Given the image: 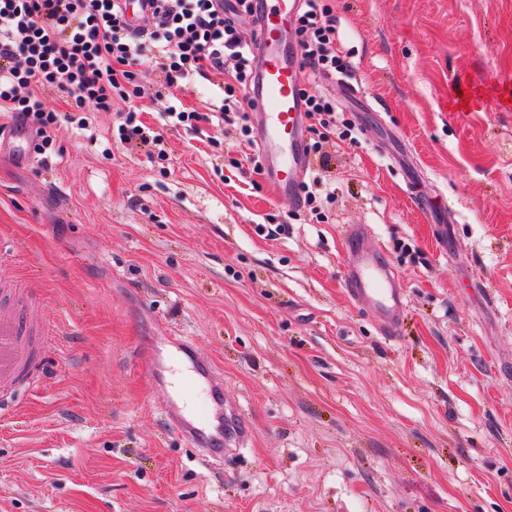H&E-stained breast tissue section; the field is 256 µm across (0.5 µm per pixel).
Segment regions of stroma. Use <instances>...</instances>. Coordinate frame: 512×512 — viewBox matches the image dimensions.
I'll return each instance as SVG.
<instances>
[{
	"label": "stroma",
	"mask_w": 512,
	"mask_h": 512,
	"mask_svg": "<svg viewBox=\"0 0 512 512\" xmlns=\"http://www.w3.org/2000/svg\"><path fill=\"white\" fill-rule=\"evenodd\" d=\"M326 2L353 72L306 88L356 130L307 172L335 197L325 222L254 185L228 129L242 165L216 178L165 114L218 111L223 90L160 95L153 60L142 108L166 171L96 109L92 131L57 125L56 153L0 151V288L23 282L48 332L0 418V512H512V0ZM350 224L404 290L396 335L344 292ZM166 333L250 428L222 459L163 414L144 357Z\"/></svg>",
	"instance_id": "obj_1"
}]
</instances>
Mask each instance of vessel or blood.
<instances>
[{
	"instance_id": "1",
	"label": "vessel or blood",
	"mask_w": 512,
	"mask_h": 512,
	"mask_svg": "<svg viewBox=\"0 0 512 512\" xmlns=\"http://www.w3.org/2000/svg\"><path fill=\"white\" fill-rule=\"evenodd\" d=\"M300 0H258L261 16L256 32L255 83L248 96L256 104L252 114L256 147L265 178L276 197L297 200L310 159L305 150L306 120L301 98L303 76L299 48L291 36L292 20ZM344 284L349 296L371 312L388 334H395L404 313L403 291L394 272L381 259L380 247L369 241L362 226L345 230ZM27 314L0 312V394L11 396L22 378L32 347ZM168 371L185 368L188 386L173 390L164 414L180 435L202 448L210 458L221 457L224 443L243 442L248 429L234 433L213 427L212 404H198L192 385L210 389L219 384L205 358L188 341L175 343Z\"/></svg>"
}]
</instances>
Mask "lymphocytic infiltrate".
I'll return each mask as SVG.
<instances>
[{"label":"lymphocytic infiltrate","mask_w":512,"mask_h":512,"mask_svg":"<svg viewBox=\"0 0 512 512\" xmlns=\"http://www.w3.org/2000/svg\"><path fill=\"white\" fill-rule=\"evenodd\" d=\"M159 20L146 33L131 32L124 0H0V113L10 125L30 129L38 153L53 149L59 121L90 125L87 106L116 110L112 134L120 145L140 144L157 164L169 159L160 130L142 119L145 90L138 81L148 59L159 60L165 91L193 76L224 78V102L217 113L170 108L172 126L200 131L218 121L250 136L246 91L253 79L254 35L243 34L240 16L252 15V0H154ZM294 29L302 65L327 77L347 74V54L338 44L336 17L324 0H302ZM64 100L60 113L48 96ZM310 134L307 148L328 163L325 145L352 135L351 123H337L335 102L305 94Z\"/></svg>","instance_id":"1"}]
</instances>
